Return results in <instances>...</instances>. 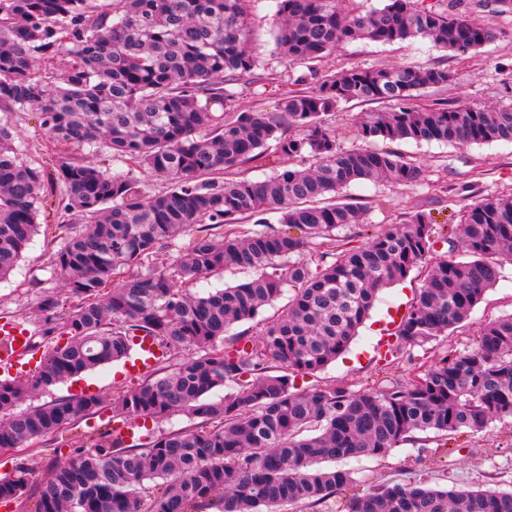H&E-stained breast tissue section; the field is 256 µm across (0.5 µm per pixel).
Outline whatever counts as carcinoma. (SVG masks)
<instances>
[{
  "label": "carcinoma",
  "instance_id": "obj_1",
  "mask_svg": "<svg viewBox=\"0 0 512 512\" xmlns=\"http://www.w3.org/2000/svg\"><path fill=\"white\" fill-rule=\"evenodd\" d=\"M254 0H0V112L34 108L59 144L77 150L57 163V208L85 224L59 225L64 244L50 256V287L37 303L43 335L61 334L36 372L0 380V448H24L103 409L95 394L26 408L30 396L127 358L142 336L163 349L154 370L112 402L98 443L56 465L45 479L25 463L0 476V505L39 488L38 512H280L321 505L346 492L340 512H512V491L442 488L427 480L379 483L359 492L351 472L323 462L386 456L432 432L477 434L512 420V315L491 319L470 349L437 355L402 381L359 392L328 386L300 391L294 377L343 354L378 292L425 268L422 287L394 336L423 347L463 326L512 255V194L460 210L449 250L439 254L429 214L371 232L360 245L339 231L366 223L365 210L340 203L350 185L424 180L401 154L345 149L328 122L354 100L389 104L358 133L368 142L458 145L512 142V102L492 109L419 108L417 93L448 84V70L393 65L350 67L283 97L274 112H217L260 63L247 36ZM276 49L293 63L345 42L416 39L459 54L492 43L497 30L452 6L385 0H276ZM56 71L57 81L48 80ZM11 128L0 124V279L16 267L39 224L42 172L21 161ZM108 148L162 176L142 181L106 173L78 155ZM276 155L263 180L242 167ZM312 159L307 167L298 166ZM285 226L268 233V215ZM173 270L144 259L183 236ZM332 262L316 267L311 246ZM251 279L207 295L182 288L224 270ZM291 293L252 347L224 342L235 323L255 319ZM228 389L213 401L210 392ZM177 414L196 426L147 428L135 443L121 427Z\"/></svg>",
  "mask_w": 512,
  "mask_h": 512
}]
</instances>
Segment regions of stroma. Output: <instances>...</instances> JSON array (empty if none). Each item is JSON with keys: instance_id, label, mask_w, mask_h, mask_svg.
I'll return each instance as SVG.
<instances>
[{"instance_id": "stroma-1", "label": "stroma", "mask_w": 512, "mask_h": 512, "mask_svg": "<svg viewBox=\"0 0 512 512\" xmlns=\"http://www.w3.org/2000/svg\"><path fill=\"white\" fill-rule=\"evenodd\" d=\"M471 16L493 21L500 30L499 39L475 52L458 54L418 39L403 45L353 42L339 45L317 62L288 64L275 50V0H256L248 41L263 61L265 79L254 83L240 80L237 95L226 105L227 111L262 109L275 111L279 99L289 92L314 85L328 72L353 66L378 68L388 65L438 66L447 69V86L432 88L418 99L421 106L468 104L489 107L512 102V13L491 14L482 0H462ZM380 102H351L335 112L330 120L339 143L347 149L361 146L358 126L367 113L383 111ZM0 123L12 128L20 157L35 167L48 165L51 157L67 155V147L55 144L40 125L36 112H0ZM375 148L410 157L425 171L417 185L363 181L351 185L348 201L367 206L369 222L376 225L398 224L417 210L430 212L436 230L447 234L457 222L462 207L482 198L512 192V143L495 141L468 146L438 142L376 140ZM50 235H35L17 266L0 280V319L22 322L32 333L34 346L22 359L5 367L1 374L26 377L51 348L52 339L42 338V326L34 310L42 293L39 281L49 279V257L57 249ZM423 275L412 271L402 282L381 291L369 318L360 327L348 350L324 369L297 376L299 390L330 385L364 390L373 380L384 376H402L412 361L423 354L422 348L403 347L395 363H386L384 354L401 315L411 304ZM512 315V261L504 262L497 285L488 290L470 314L469 323L453 334L440 337L435 345L458 354L466 351L476 330L490 318ZM148 367L114 362L52 386L37 395V402L81 393H93L111 401L123 391L136 387L148 375ZM362 484L394 481L410 483L420 479L443 486L471 489L495 488L512 491V423L497 425L489 433L463 436L437 448L433 434L419 442L393 449L382 459L352 458L343 461Z\"/></svg>"}]
</instances>
